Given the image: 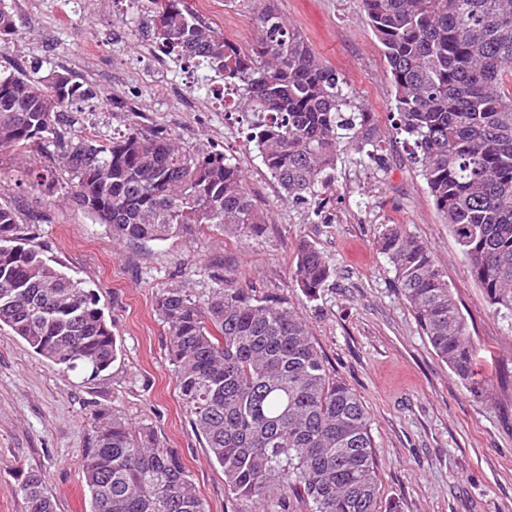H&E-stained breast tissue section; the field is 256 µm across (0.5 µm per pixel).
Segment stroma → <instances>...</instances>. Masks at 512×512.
Returning <instances> with one entry per match:
<instances>
[{
	"instance_id": "obj_1",
	"label": "stroma",
	"mask_w": 512,
	"mask_h": 512,
	"mask_svg": "<svg viewBox=\"0 0 512 512\" xmlns=\"http://www.w3.org/2000/svg\"><path fill=\"white\" fill-rule=\"evenodd\" d=\"M189 4L239 45L255 42L260 0ZM277 4L316 55L345 75L357 103L373 112L382 139V163L362 167L351 152L340 154L322 217L283 200L247 141L245 122L189 106L190 98L206 100L221 82L205 69L155 54L140 0H16L20 33L0 43V60L22 67L46 60L93 86L106 107L79 113L80 135L161 130L186 147L234 154L265 229L243 244L198 228L164 242L118 244L73 201L70 189L60 185L48 195L25 186L27 170L50 165L41 152H0V205L29 225V247L98 296L120 348L112 366L86 382L21 338L0 333V512H26L19 485L31 471L42 474L57 512H86L81 462L98 410L154 428L162 445L181 454L208 512H308L295 500L230 494L223 469L210 461L182 406L156 294L171 283L207 292L218 273L257 296L288 298L332 373L361 397L383 503H397L400 512H512V316L495 311L470 276L410 146L391 127L387 64L362 0ZM389 224L426 243L447 276L470 337L485 355L483 398H473L437 358L377 252L375 241ZM303 240L334 271L314 300L291 279Z\"/></svg>"
}]
</instances>
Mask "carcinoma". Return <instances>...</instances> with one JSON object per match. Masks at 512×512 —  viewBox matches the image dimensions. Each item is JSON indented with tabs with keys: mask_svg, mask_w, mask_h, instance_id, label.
Here are the masks:
<instances>
[{
	"mask_svg": "<svg viewBox=\"0 0 512 512\" xmlns=\"http://www.w3.org/2000/svg\"><path fill=\"white\" fill-rule=\"evenodd\" d=\"M155 49L194 61L237 85L253 116L248 142L296 208L319 215L343 148L378 158L372 113L306 38L263 0L258 37L243 48L188 0H144ZM384 59L394 129L459 245L468 272L496 310L512 313V0H363ZM12 0H0V42L16 39ZM43 63L0 73V151L57 150L76 202L117 241H167L192 225L240 240L264 220L243 170L223 153L190 150L165 132L129 128L100 141L70 137L93 87ZM436 355L475 395L478 349L423 242L391 224L376 240ZM333 275L312 244L298 246L292 280L308 299ZM179 397L224 485L262 501L294 497L309 512H379L374 441L360 396L336 380L308 324L286 299H261L221 274L197 294L159 289ZM0 331L62 370L92 381L118 354L99 301L25 247L17 213L0 205ZM82 461L89 512H207L180 454L154 430L99 410ZM20 491L26 512H56L41 475Z\"/></svg>",
	"mask_w": 512,
	"mask_h": 512,
	"instance_id": "1",
	"label": "carcinoma"
}]
</instances>
